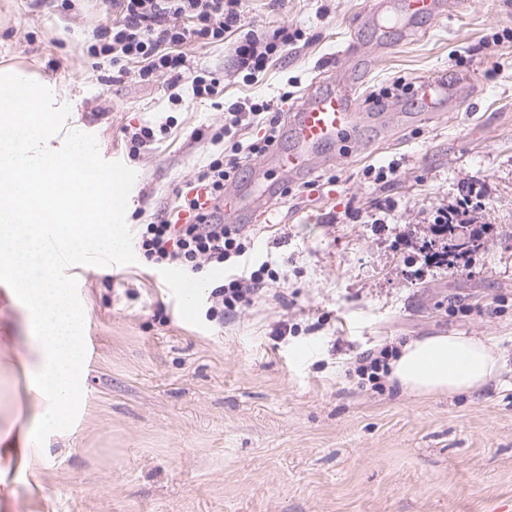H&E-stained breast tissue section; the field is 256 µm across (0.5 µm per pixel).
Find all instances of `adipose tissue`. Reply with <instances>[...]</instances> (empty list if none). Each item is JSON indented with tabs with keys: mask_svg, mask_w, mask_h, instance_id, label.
<instances>
[{
	"mask_svg": "<svg viewBox=\"0 0 512 512\" xmlns=\"http://www.w3.org/2000/svg\"><path fill=\"white\" fill-rule=\"evenodd\" d=\"M54 124L41 79L0 72V268L15 277L27 312L34 359L20 372L36 408L24 440L6 442L0 456L35 480L43 467L42 431L66 424L84 371V312L54 280L55 257L42 229L55 225L60 240L74 248L110 238L98 192L78 191L71 173L53 167L54 155L43 147ZM390 367L389 380L401 393L431 398L479 391L497 377L500 362L488 341L440 334L405 343Z\"/></svg>",
	"mask_w": 512,
	"mask_h": 512,
	"instance_id": "adipose-tissue-1",
	"label": "adipose tissue"
}]
</instances>
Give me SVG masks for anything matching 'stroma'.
Returning <instances> with one entry per match:
<instances>
[{"label":"stroma","mask_w":512,"mask_h":512,"mask_svg":"<svg viewBox=\"0 0 512 512\" xmlns=\"http://www.w3.org/2000/svg\"><path fill=\"white\" fill-rule=\"evenodd\" d=\"M373 0H243L223 43L187 42L172 102L168 80L136 65L113 77L87 52L99 17L33 0H0V69L37 75L56 100L50 148L90 147L102 177L130 173L124 209L103 217L112 244L61 247L53 274L86 311L95 337L80 405L46 433L38 492L0 471V512H495L512 501V0H464L380 48L364 20ZM296 39L246 76L232 50L244 34ZM359 132L289 182L278 222L252 215L254 255L287 281L242 312L208 321L210 278L185 276L191 311L169 267L148 262L134 224L174 214L213 151L234 102L288 115L313 83L356 59ZM220 85L194 96L195 75ZM462 103L411 119L413 98L374 108L373 92L428 73ZM155 138L133 150L130 134ZM398 171L387 182L374 171ZM485 194L494 232L465 269L424 260L428 222L463 186ZM0 271V435L24 437L31 414L18 364L25 310ZM491 305L498 312L477 315ZM298 332H289V325ZM459 332L493 342L498 377L473 394L421 398L350 382L368 349Z\"/></svg>","instance_id":"35a3bbf8"}]
</instances>
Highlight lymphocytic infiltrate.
<instances>
[{"mask_svg": "<svg viewBox=\"0 0 512 512\" xmlns=\"http://www.w3.org/2000/svg\"><path fill=\"white\" fill-rule=\"evenodd\" d=\"M106 18L93 30L88 52L92 57L108 59L118 69L138 64L141 77L166 76L171 86L182 77L183 56L180 45L197 41L203 44L222 42L226 32L241 22L242 0H99ZM288 45L287 28L276 30L265 44L245 37L234 49L238 69L256 74L265 70L271 57ZM241 103L229 107L222 138L228 150L211 155L191 182L193 189L203 190V197L180 194L178 208L188 213L189 223L179 224L160 219L139 225L137 245L143 257L156 265H175L188 273L221 271L233 273L211 290L208 315L215 320L243 307L251 306L255 297L279 275L271 263L250 262L252 238L244 225L225 223L219 209L224 191L234 183L241 157H258L272 151L281 135V121L270 104L251 105V115L265 129L261 138L244 143L236 138ZM483 194L470 188L454 206L438 210L437 224H454L468 229L481 223Z\"/></svg>", "mask_w": 512, "mask_h": 512, "instance_id": "obj_1", "label": "lymphocytic infiltrate"}]
</instances>
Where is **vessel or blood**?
<instances>
[{
	"instance_id": "obj_1",
	"label": "vessel or blood",
	"mask_w": 512,
	"mask_h": 512,
	"mask_svg": "<svg viewBox=\"0 0 512 512\" xmlns=\"http://www.w3.org/2000/svg\"><path fill=\"white\" fill-rule=\"evenodd\" d=\"M450 6V0H375L367 22L383 31L397 27L406 32L419 19L446 15ZM418 85L425 111L453 106L455 96L445 76L425 75L419 78ZM356 104L357 86L351 77H344L337 88H309L301 104L288 115L287 145L266 158L271 169L280 172V179L247 190L235 186L227 189L223 203L225 223L242 224L252 212L271 211L286 180H299L308 175L315 156L361 123L362 114Z\"/></svg>"
}]
</instances>
